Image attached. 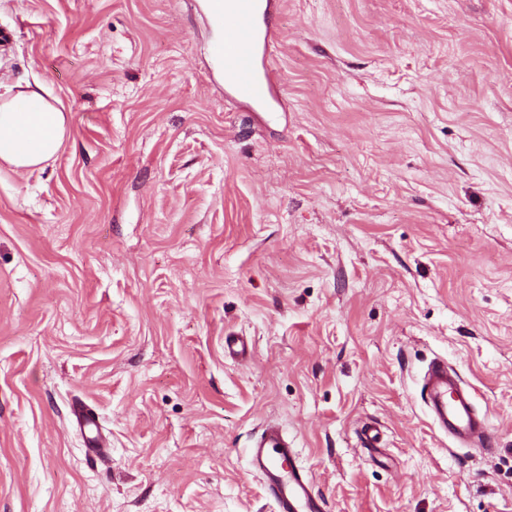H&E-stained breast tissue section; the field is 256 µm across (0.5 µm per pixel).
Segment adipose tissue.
<instances>
[{"mask_svg":"<svg viewBox=\"0 0 512 512\" xmlns=\"http://www.w3.org/2000/svg\"><path fill=\"white\" fill-rule=\"evenodd\" d=\"M66 132V113L36 90L0 102V161L15 170L42 168L58 153Z\"/></svg>","mask_w":512,"mask_h":512,"instance_id":"ef3b65f1","label":"adipose tissue"}]
</instances>
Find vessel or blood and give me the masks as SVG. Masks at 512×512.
<instances>
[{
	"mask_svg": "<svg viewBox=\"0 0 512 512\" xmlns=\"http://www.w3.org/2000/svg\"><path fill=\"white\" fill-rule=\"evenodd\" d=\"M197 7L224 29V39L212 57L224 84L237 97L267 105L277 95V77L266 65L278 42V28L271 20V0H198ZM438 427L458 439L478 437L489 443L487 427L479 419L445 361L429 364L421 391ZM250 465L266 484L277 512H323L324 501L314 481L299 465L280 426H267L249 449Z\"/></svg>",
	"mask_w": 512,
	"mask_h": 512,
	"instance_id": "1",
	"label": "vessel or blood"
}]
</instances>
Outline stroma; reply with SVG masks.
I'll return each instance as SVG.
<instances>
[{
  "label": "stroma",
  "mask_w": 512,
  "mask_h": 512,
  "mask_svg": "<svg viewBox=\"0 0 512 512\" xmlns=\"http://www.w3.org/2000/svg\"><path fill=\"white\" fill-rule=\"evenodd\" d=\"M275 3L264 108L196 0H0V83L69 120L0 163V512H273L270 420L326 512H512V0ZM421 397L435 417L438 427L458 439L477 436L485 446L490 444L484 420L479 419L471 401L462 394L455 378L448 376V364L431 362L425 373Z\"/></svg>",
  "instance_id": "1"
}]
</instances>
